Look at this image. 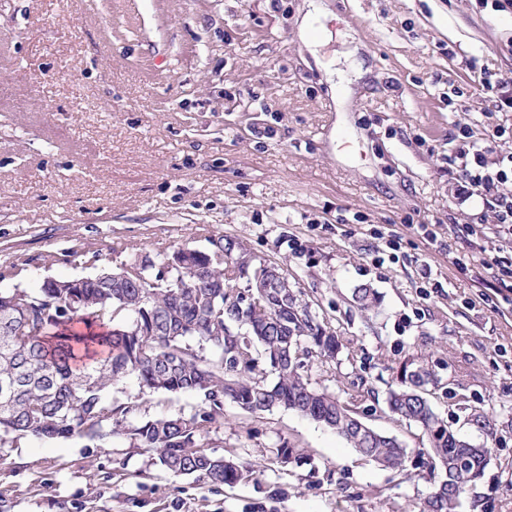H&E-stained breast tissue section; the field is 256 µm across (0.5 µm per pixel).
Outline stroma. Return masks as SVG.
I'll return each instance as SVG.
<instances>
[{"instance_id": "1", "label": "stroma", "mask_w": 512, "mask_h": 512, "mask_svg": "<svg viewBox=\"0 0 512 512\" xmlns=\"http://www.w3.org/2000/svg\"><path fill=\"white\" fill-rule=\"evenodd\" d=\"M0 0V263L54 252L21 284L82 276L70 248L104 265L235 239L288 278L347 344L313 362V386L411 448L393 419V370L421 359L457 435L490 450L461 512H512V303L483 288V261L512 257L494 226L463 230L483 204H458L448 174L459 127L512 124L483 75L512 78V11L481 0ZM308 38H301L302 21ZM468 109L453 111L450 91ZM270 136H263V129ZM432 225L437 243L417 227ZM397 236L411 264L375 265ZM304 246L292 253L289 239ZM372 289L377 304L353 299ZM108 399L133 402L126 427L189 413L188 394L135 377ZM210 448L255 480L207 487L170 475L123 436L0 442V512H417L429 484L360 459L334 430L294 411L224 406ZM307 449L308 466L276 459ZM101 256L99 250H93L88 247L72 249L65 255V257L69 258L67 259L68 261L85 269H99L100 262L102 261Z\"/></svg>"}]
</instances>
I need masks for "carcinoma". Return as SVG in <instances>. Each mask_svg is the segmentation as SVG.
Masks as SVG:
<instances>
[{
  "instance_id": "cac0c4a2",
  "label": "carcinoma",
  "mask_w": 512,
  "mask_h": 512,
  "mask_svg": "<svg viewBox=\"0 0 512 512\" xmlns=\"http://www.w3.org/2000/svg\"><path fill=\"white\" fill-rule=\"evenodd\" d=\"M66 257L95 273L37 288L0 287V431L101 445L123 435L176 477L231 487L254 474L208 451L209 433L224 424V404L231 402L247 413L293 410L335 430L381 467L426 469L433 483L419 512H458L474 477L484 475L489 449L460 439L436 415L425 389L437 379L422 362L397 373L387 409L420 429L429 447L416 452L389 434L360 432L354 402L314 387L308 376L311 358L337 359L342 336L294 288L267 287L268 265L246 263L236 240L214 238L204 250L180 248L157 261L136 257L116 271L100 268L101 253L88 247ZM33 262L14 256L0 268V283L19 278ZM242 279L246 286L239 288ZM128 376L198 402L187 415L128 428L135 406L104 395ZM276 458L298 466L312 460L286 443Z\"/></svg>"
}]
</instances>
